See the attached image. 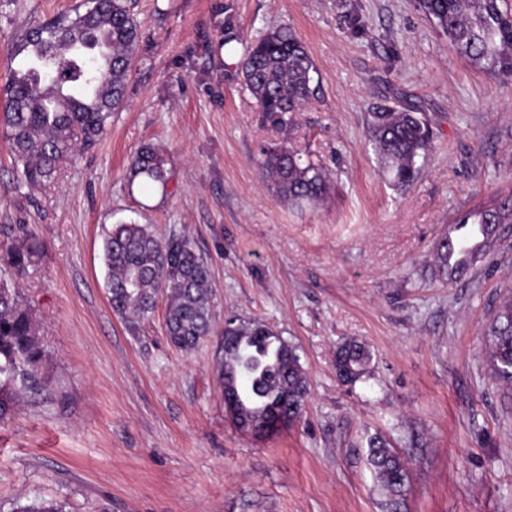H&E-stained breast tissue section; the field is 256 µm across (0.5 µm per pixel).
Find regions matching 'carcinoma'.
I'll return each mask as SVG.
<instances>
[{"label":"carcinoma","instance_id":"1","mask_svg":"<svg viewBox=\"0 0 512 512\" xmlns=\"http://www.w3.org/2000/svg\"><path fill=\"white\" fill-rule=\"evenodd\" d=\"M457 54L480 70L512 77V0H416ZM139 25L128 0H83L74 13H62L21 31L10 70L0 88V131L10 144L21 182L30 186L51 180L59 164L76 151L96 144L112 113L125 103V79L135 59ZM316 66L293 30L277 27L250 42L241 74L245 86L272 126L288 129L292 114L320 92ZM371 142L383 168L398 187L412 184L417 158L431 147L433 132L419 113L383 108L367 119ZM265 180L289 204L302 207L329 192L325 170L302 157L284 141L260 162ZM130 180L145 190L166 185L165 160L152 146H142L130 162ZM495 233L512 222V196L495 206L464 215ZM444 239L434 246L438 271L450 279L464 269L448 266ZM108 299L112 310L134 328L152 312L156 296L167 292L165 332L183 352L194 350L211 335L210 268L182 238H158L147 224L112 225L103 241ZM43 252L28 230L12 238L3 265L12 276L26 273ZM219 375L224 405L238 428L271 433L299 419L308 381L296 350L264 322L233 320L224 329ZM486 349L494 377L512 386V289L503 295L486 333ZM31 310L20 299L16 283L0 278V422L14 411L46 361ZM370 347L343 342L333 366L336 379L354 384L368 372ZM368 463L380 483L388 512H400L409 477L406 460L381 437L368 440ZM18 512H65L53 501L35 502Z\"/></svg>","mask_w":512,"mask_h":512}]
</instances>
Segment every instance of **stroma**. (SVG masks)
<instances>
[{
    "mask_svg": "<svg viewBox=\"0 0 512 512\" xmlns=\"http://www.w3.org/2000/svg\"><path fill=\"white\" fill-rule=\"evenodd\" d=\"M80 2L0 12V84L16 35ZM132 12L126 101L95 147L30 187L0 140V231L25 224L45 245L18 286L50 352L0 423V512L41 499L66 512H386L375 434L408 460L402 512H512V389L491 376L484 336L512 287V223L460 278L442 277L433 251L459 216L512 194V79L459 56L414 0H132ZM277 26L306 44L322 86L285 131L241 76L246 43ZM384 106L433 131L406 189L366 135ZM284 141L326 168L319 204L263 183L262 153ZM147 143L169 180L145 194L128 165ZM130 220L188 239L210 268L214 334L192 353L165 334V295L134 329L109 305L103 238ZM230 317L278 330L307 374L302 417L274 433L240 430L224 407L216 335ZM347 339L373 351L352 385L333 369Z\"/></svg>",
    "mask_w": 512,
    "mask_h": 512,
    "instance_id": "stroma-1",
    "label": "stroma"
}]
</instances>
